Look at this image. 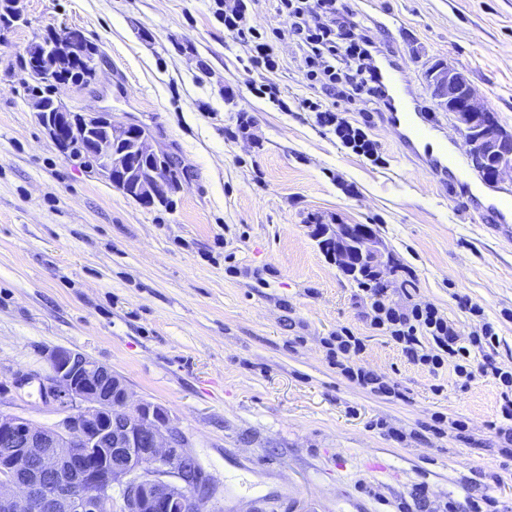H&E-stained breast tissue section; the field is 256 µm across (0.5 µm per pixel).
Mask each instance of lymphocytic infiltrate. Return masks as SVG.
Segmentation results:
<instances>
[{"label":"lymphocytic infiltrate","instance_id":"obj_1","mask_svg":"<svg viewBox=\"0 0 512 512\" xmlns=\"http://www.w3.org/2000/svg\"><path fill=\"white\" fill-rule=\"evenodd\" d=\"M214 14L225 32L239 36L252 69L273 73L281 66L275 51L279 40L293 41L300 52V67L312 86L347 101L352 111L385 110L387 93L379 82L376 61L382 53L370 32L354 18L351 10H341L336 0H277L282 27L264 33L249 23L258 0H213ZM302 111L314 113L316 124L333 134L354 154L373 162L382 160L381 147L368 124L353 121L337 112L335 105L305 98ZM369 300L366 317L372 329L389 336L412 363L438 374L445 364H453L463 381L475 374L493 376L501 387L502 424L495 434L512 445V370L499 367L491 351L499 342L494 326L481 322L469 335H462L435 305L420 301L397 303L387 289L364 284ZM328 356L340 374L370 392L395 394L393 384L382 376L359 366L365 350L361 337L349 329L337 330L326 339ZM482 350L483 361L472 364V349Z\"/></svg>","mask_w":512,"mask_h":512}]
</instances>
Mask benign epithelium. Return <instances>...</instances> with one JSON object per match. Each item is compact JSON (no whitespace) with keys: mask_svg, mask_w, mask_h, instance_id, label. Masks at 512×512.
Returning a JSON list of instances; mask_svg holds the SVG:
<instances>
[{"mask_svg":"<svg viewBox=\"0 0 512 512\" xmlns=\"http://www.w3.org/2000/svg\"><path fill=\"white\" fill-rule=\"evenodd\" d=\"M44 67L38 77L57 81L55 60L78 51L66 37L42 44ZM427 82L438 105L454 114L480 171L492 181L512 173V133L486 121L489 109L468 76L447 63L432 65ZM50 138L64 148L76 134L75 118L96 146L95 164L112 184L143 204L169 190L167 166L144 133H131L148 169L112 150V137L129 129L99 112L74 114L60 101L39 107ZM336 263L379 264L370 233L339 224L331 243ZM50 373H17L21 389L38 383L41 399L62 415L49 425L0 411V512H205L213 490L188 451L186 437L162 407L133 399L121 376L84 353L55 348L46 352Z\"/></svg>","mask_w":512,"mask_h":512,"instance_id":"obj_1","label":"benign epithelium"}]
</instances>
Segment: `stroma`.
Returning a JSON list of instances; mask_svg holds the SVG:
<instances>
[{"label":"stroma","instance_id":"obj_1","mask_svg":"<svg viewBox=\"0 0 512 512\" xmlns=\"http://www.w3.org/2000/svg\"><path fill=\"white\" fill-rule=\"evenodd\" d=\"M337 4L400 60L455 173L484 197L404 158L382 113L353 115L369 119L379 165L315 126L297 110L314 91L291 43L279 44L288 67L272 77L288 111L256 97L211 0H24L22 19L0 24V381L48 374L55 347L112 367L134 398L168 409L223 512H441L466 497L512 512V457L491 428L496 380L465 385L452 367L434 375L408 361L370 327L358 280L320 245L336 225L370 226L393 300L432 303L464 335L493 323L494 357L512 367V239L482 210L486 198L512 203V174L484 183L426 82L436 62L464 71L512 131V0ZM65 28L101 61L90 85L60 98L139 125L178 172L168 202L142 205L40 124L18 58ZM241 112L251 133L230 138ZM343 327L399 397L337 372L324 341ZM0 410L60 419L34 385L1 395ZM438 415L467 418L469 440L431 432Z\"/></svg>","mask_w":512,"mask_h":512}]
</instances>
